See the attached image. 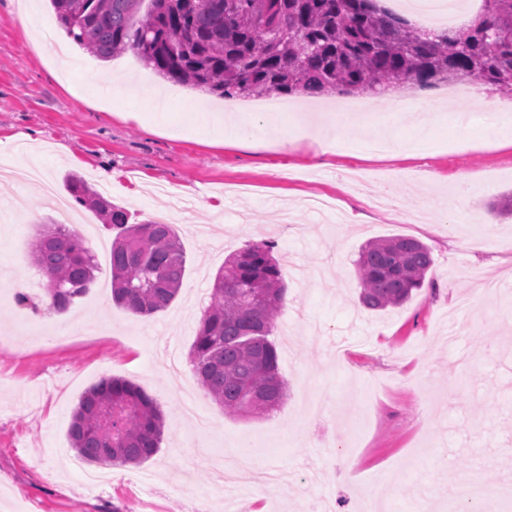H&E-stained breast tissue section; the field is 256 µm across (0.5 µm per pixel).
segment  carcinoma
<instances>
[{
	"instance_id": "cac0c4a2",
	"label": "carcinoma",
	"mask_w": 512,
	"mask_h": 512,
	"mask_svg": "<svg viewBox=\"0 0 512 512\" xmlns=\"http://www.w3.org/2000/svg\"><path fill=\"white\" fill-rule=\"evenodd\" d=\"M51 0L60 27L108 61L127 51L156 74L218 98L379 94L474 78L512 96V0H484L470 24L427 31L376 0ZM66 187L112 233V301L142 317L178 295L185 255L173 225L130 222L79 177ZM28 257L41 273L49 309L68 311L96 279L79 230L42 225ZM433 265L411 237H377L355 262L359 301L381 311L406 302ZM286 295L283 264L270 241L228 255L217 272L189 358L203 390L229 415L279 407L287 383L269 336ZM165 416L153 398L119 377L89 387L68 436L87 464H141L160 448Z\"/></svg>"
}]
</instances>
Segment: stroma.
Instances as JSON below:
<instances>
[{
	"instance_id": "35a3bbf8",
	"label": "stroma",
	"mask_w": 512,
	"mask_h": 512,
	"mask_svg": "<svg viewBox=\"0 0 512 512\" xmlns=\"http://www.w3.org/2000/svg\"><path fill=\"white\" fill-rule=\"evenodd\" d=\"M37 16L64 47L63 65L27 39L15 0H0V155L24 152L62 197L77 175L139 221L175 206L186 264L177 299L148 318L113 304L105 259L68 312L19 307L18 290L46 298L27 249L55 212L38 185L0 183V512H199L203 500L221 504L213 471L243 443L264 467L295 475L244 488L252 512H311L320 497L334 512H362L396 468L404 476L393 512H455L453 490L466 477L512 483V252L498 246L512 240V218L479 220L512 192V147L484 145L481 101L429 130L402 121L401 138L430 141L425 156L363 151L377 128L369 119L345 126L344 147L321 156L303 140L216 144L194 135L186 102L261 113L264 98L214 99L129 52L98 60L66 37L48 0H37ZM101 72L151 85L164 127L143 130L124 98L108 93L94 108L73 96ZM464 177L493 180L465 222L407 218L418 200L456 193ZM376 193L395 208L370 205ZM283 206L291 228L270 232ZM392 236L429 246L428 283L399 308L365 310L355 262L368 239ZM261 239L311 277L287 273L272 335L284 403L227 415L198 385L189 352L225 258ZM110 376L140 386L166 416L161 447L143 464L89 465L70 447L80 397ZM316 391L331 406L309 418Z\"/></svg>"
}]
</instances>
